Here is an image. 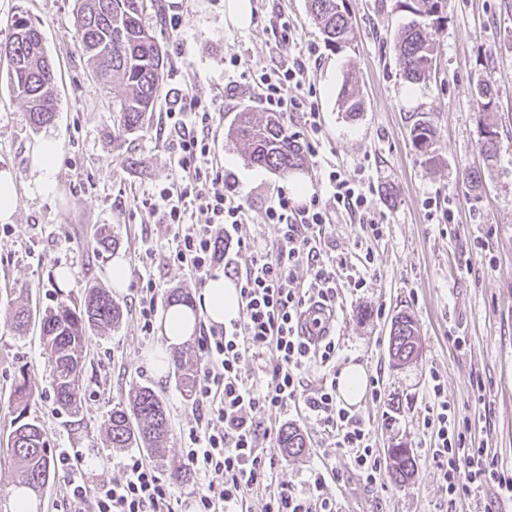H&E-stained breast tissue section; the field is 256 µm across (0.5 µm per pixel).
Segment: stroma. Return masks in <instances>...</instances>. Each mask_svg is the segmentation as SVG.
I'll list each match as a JSON object with an SVG mask.
<instances>
[{"instance_id": "1", "label": "stroma", "mask_w": 512, "mask_h": 512, "mask_svg": "<svg viewBox=\"0 0 512 512\" xmlns=\"http://www.w3.org/2000/svg\"><path fill=\"white\" fill-rule=\"evenodd\" d=\"M251 2L252 22L240 28L225 19L224 0H151L144 21L165 56L164 89L143 127L116 141L113 118L121 89L101 84L81 49L77 0H0V40L9 36L15 14L26 11L58 72L56 116L36 128L14 98L7 62L0 59V170L15 175L19 198L9 232H0V439L7 438L14 417L10 390L20 371L28 370L30 413L43 425L48 449L78 450L89 484L110 481L124 451L107 437L108 418L132 386L146 385L163 397L172 420L168 451L155 462L161 478L181 497L201 489L195 478L172 475L184 465L182 430L193 421L192 401L173 372L155 374L149 354L163 338L143 335L135 319L138 254L144 241L161 246L168 238L165 225L147 223L138 198L175 176L164 114L190 93L216 112V154L251 203L244 235L274 242L277 227L263 223L260 212L278 190L294 186L290 178L251 164L230 129L241 110L262 109L254 73L301 53L309 58L307 81L323 126L317 152L307 153L298 172L303 193L321 192L325 174L334 169L362 180L369 208L384 219L378 239H361L345 213L326 229L323 254L343 285L333 323L341 346L336 365L355 363L367 376L379 377L380 399L363 395L356 413L370 428L380 458L389 449L409 448L416 470L402 485L386 474L366 484L343 451L323 446L315 420L291 412L280 423L299 429L306 446L283 457L280 479L299 487L310 468L334 469L329 489L338 512H512V494L491 483L449 504L422 427L436 372L445 382L452 417L469 421L474 447L490 449L500 466L512 469V0H447L436 71L416 85L403 79L392 50L394 36L412 19L402 0H349L357 39L340 52L325 46L307 0ZM280 12L297 30L288 49L270 27L271 16ZM171 16L178 27L169 26ZM234 54L240 58L235 67L229 64ZM348 77L363 95V110L353 119L342 112L339 98ZM231 79L239 85L233 94L225 89ZM480 79L498 92L502 149L491 165L484 160L471 96ZM415 112L428 113L437 129L434 164H425L412 147L409 117ZM45 140L59 149L48 192L32 170L33 150ZM473 169L482 173L476 191L463 181ZM388 187L396 191L391 202L384 196ZM101 228L114 237L115 249L97 250L94 233ZM362 246L374 263L365 287L354 290L344 282L359 268ZM116 258L127 268L126 289L114 294L124 317L119 326L92 334L82 408L69 414L54 400L38 328L16 333L12 312L24 299L43 310L61 296L79 301L90 287H111ZM153 274L159 311L180 291L200 304L204 289L189 269L160 266ZM401 312L417 325L420 351L399 366L388 353V336Z\"/></svg>"}]
</instances>
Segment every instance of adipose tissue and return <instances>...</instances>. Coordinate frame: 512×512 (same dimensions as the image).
Instances as JSON below:
<instances>
[{"label":"adipose tissue","instance_id":"adipose-tissue-1","mask_svg":"<svg viewBox=\"0 0 512 512\" xmlns=\"http://www.w3.org/2000/svg\"><path fill=\"white\" fill-rule=\"evenodd\" d=\"M239 312V299L233 283L220 275L208 281L200 311H193L191 307L179 303L170 306L162 322L166 345L155 351L152 359L155 373L161 375L167 371L171 361L170 348L181 346L191 339L197 317L221 325L237 318Z\"/></svg>","mask_w":512,"mask_h":512}]
</instances>
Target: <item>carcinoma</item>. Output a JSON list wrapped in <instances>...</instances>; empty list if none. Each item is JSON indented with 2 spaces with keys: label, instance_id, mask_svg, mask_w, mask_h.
I'll list each match as a JSON object with an SVG mask.
<instances>
[{
  "label": "carcinoma",
  "instance_id": "carcinoma-1",
  "mask_svg": "<svg viewBox=\"0 0 512 512\" xmlns=\"http://www.w3.org/2000/svg\"><path fill=\"white\" fill-rule=\"evenodd\" d=\"M311 15L319 25L325 45L341 51L356 39V26L348 0H308ZM446 0H409L407 7L415 19L396 36L393 52L399 71L411 84L426 82L431 76L439 51L435 38L447 21ZM147 0H81L77 17L76 38L93 65L97 78L107 83L120 82L125 95L115 108L113 139L138 131L147 113L154 111L162 95L164 82L163 52L143 18ZM8 60V79L15 97L27 104L29 120L40 127L50 123L56 112L57 73L49 59L42 34L24 14L15 15L9 39L0 43V57ZM495 88L479 81L472 90L478 125L483 136L485 160L494 162L501 151L496 121L497 106L483 98ZM344 112L354 117L362 110V94L351 79L340 90ZM232 133L246 149L251 163L287 176L302 167L305 153L296 137L288 133L277 112L257 117L247 110L238 115ZM412 146L427 163L436 161V128L424 112L410 116ZM121 306L104 288L87 289L83 302L60 299L55 306L32 312L29 304L16 309L14 328L25 332L39 327L49 352L53 372L54 394L60 408L77 414L82 408V369L90 334L119 324ZM394 335L388 341L390 357L398 363L409 362V354L418 346L417 328L410 316L401 314L392 320ZM177 383L188 397L193 395L194 359L190 350L173 356ZM33 398L32 381L27 371H20L11 393L16 416L7 438L6 451L16 467L20 485L34 493L47 486L52 474L46 448L45 430L30 416ZM171 423L159 394L149 386H135L126 403L114 408L107 430L114 448H145L163 455L162 448ZM278 447L287 455H297L305 448L302 434L285 427ZM388 473L395 484L409 481L416 462L410 449L393 448L389 452Z\"/></svg>",
  "mask_w": 512,
  "mask_h": 512
}]
</instances>
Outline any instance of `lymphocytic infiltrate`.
<instances>
[{
	"label": "lymphocytic infiltrate",
	"mask_w": 512,
	"mask_h": 512,
	"mask_svg": "<svg viewBox=\"0 0 512 512\" xmlns=\"http://www.w3.org/2000/svg\"><path fill=\"white\" fill-rule=\"evenodd\" d=\"M308 64L291 57L262 70L253 81L266 111L294 116L309 149L322 137L320 112L312 92L304 88ZM171 136L174 181L149 192L142 205L154 223L171 234L166 250L147 245L139 255L143 272L137 318L142 333H150L158 306L154 265L189 268L199 283L216 271L234 280L242 301L239 319L213 326L203 336V366L195 382L194 422L185 431L184 467L207 478L204 489L191 492L192 512H243L250 494L264 491V512H336L329 493L328 472L311 471L304 489L280 482V459L261 448L262 440H277L274 416L303 405L322 424L333 447L345 450L354 470L369 484L382 470L370 429L336 398V357L340 345L330 329L313 340L303 332V316L313 307L336 309V271L322 254V237L333 210H343L363 234L377 237L383 223L367 207L362 186L329 171L326 196L312 195L298 203L282 191L265 205L264 223L278 227L275 244L242 235L250 203L224 175L214 153V112L187 94L179 108L166 114ZM309 278L300 282L298 267ZM256 362L261 375L242 371ZM313 366L323 369L321 383L305 392L303 375ZM432 399L424 428L430 429L431 458L442 476L449 500L467 495L488 482L512 491V472L498 469L485 448L469 447V426L449 422L448 399L440 377L432 379ZM54 469L70 487L63 512H85L94 500L95 512H178L182 505L172 486L141 454H127L112 481L89 485L80 456L60 451Z\"/></svg>",
	"instance_id": "lymphocytic-infiltrate-1"
}]
</instances>
